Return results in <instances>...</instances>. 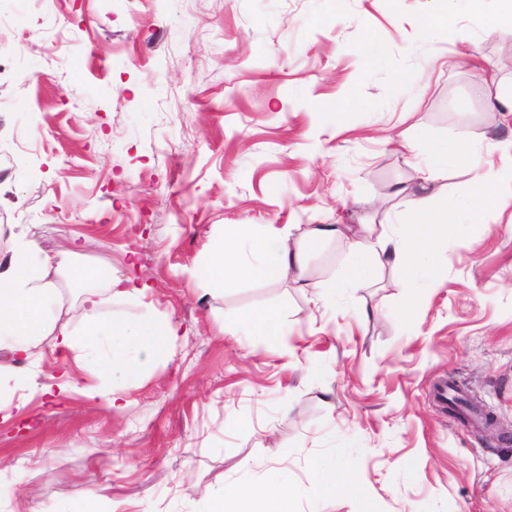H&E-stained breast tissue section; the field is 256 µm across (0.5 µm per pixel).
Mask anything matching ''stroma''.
I'll list each match as a JSON object with an SVG mask.
<instances>
[{
	"label": "stroma",
	"instance_id": "1",
	"mask_svg": "<svg viewBox=\"0 0 512 512\" xmlns=\"http://www.w3.org/2000/svg\"><path fill=\"white\" fill-rule=\"evenodd\" d=\"M434 0H0V256L35 232L65 252V304L92 267L105 317L150 316L177 331L172 357L123 409L81 394L35 396L0 421V512H207L228 491L287 468L294 512H512V189L478 235L458 225L435 284L391 265L320 299L288 279L203 291L215 233L231 224L412 220L380 204L433 141L469 151L432 192L464 197L472 169L512 164V117L473 93L467 48L512 84V26L491 9L429 39ZM385 51L374 68L367 40ZM406 132L409 144L393 137ZM310 280L353 258L343 241L293 236ZM141 294L109 296V278ZM280 306L287 347L231 323ZM34 386L67 371L98 378L44 342L21 363ZM450 380L498 419L504 439L466 427L436 398ZM355 488L322 496L313 460Z\"/></svg>",
	"mask_w": 512,
	"mask_h": 512
}]
</instances>
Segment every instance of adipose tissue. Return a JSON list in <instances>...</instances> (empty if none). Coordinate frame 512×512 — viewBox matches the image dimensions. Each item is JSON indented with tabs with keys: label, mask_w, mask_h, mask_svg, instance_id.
I'll return each instance as SVG.
<instances>
[{
	"label": "adipose tissue",
	"mask_w": 512,
	"mask_h": 512,
	"mask_svg": "<svg viewBox=\"0 0 512 512\" xmlns=\"http://www.w3.org/2000/svg\"><path fill=\"white\" fill-rule=\"evenodd\" d=\"M466 143L463 135L451 146L430 143L428 163L414 168L405 183L391 188L390 197L406 198L422 217L411 229L400 228L390 235L378 231L376 225L365 224L349 235L343 225L320 224L305 230V238L312 241L347 238L350 249L361 257L359 264L340 275L314 282L318 294L332 297L356 287L384 264L425 272L432 281L439 278L432 257L438 239L453 229L456 214L429 211L426 202L432 186L459 165ZM511 185L512 167L490 176L473 172L466 204L473 212H489L498 204L499 189ZM292 230L289 224H235L221 229L195 277L213 289L233 288L246 278L305 279L304 256L289 244ZM58 273L55 254L32 235L20 238L8 258L0 261V349L9 350L14 358L13 364H0L2 420L13 418L27 406L33 389L18 363L31 360L44 341L73 355L99 378L117 375L133 385L152 362L168 357L176 340L171 324L156 318L103 320L101 301L93 292L86 293L69 313H62ZM234 324L272 342L284 341L287 336L284 312L278 307L240 314ZM294 494L287 469L276 468L260 485L226 493L216 512H292Z\"/></svg>",
	"instance_id": "obj_1"
}]
</instances>
